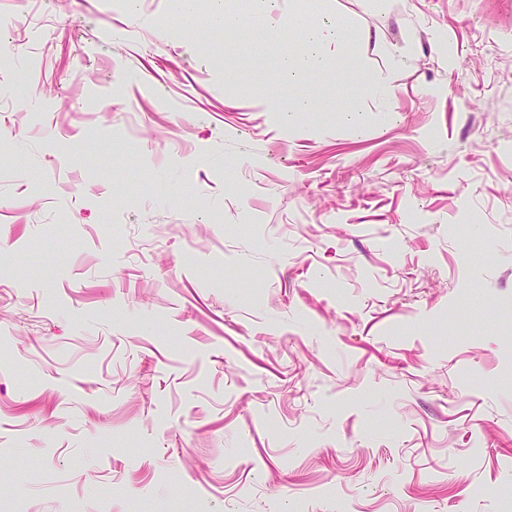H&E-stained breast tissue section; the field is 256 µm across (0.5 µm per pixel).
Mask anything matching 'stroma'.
Returning a JSON list of instances; mask_svg holds the SVG:
<instances>
[{"instance_id":"stroma-1","label":"stroma","mask_w":512,"mask_h":512,"mask_svg":"<svg viewBox=\"0 0 512 512\" xmlns=\"http://www.w3.org/2000/svg\"><path fill=\"white\" fill-rule=\"evenodd\" d=\"M215 9L0 0V512H512V0ZM289 27L303 35L304 50L299 62L315 66L321 61L322 49L341 50L347 40V31L342 21L336 18L311 21L308 17L294 14L289 20Z\"/></svg>"}]
</instances>
